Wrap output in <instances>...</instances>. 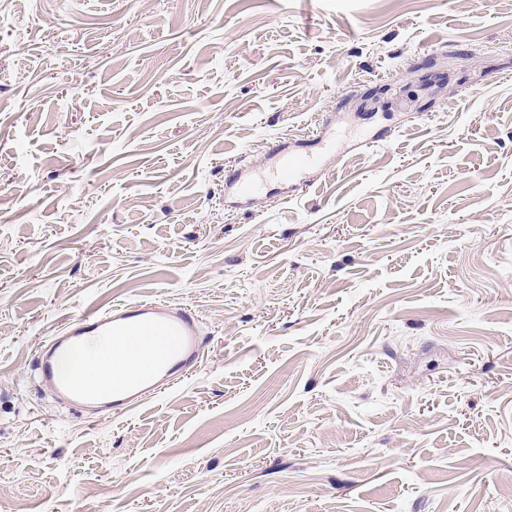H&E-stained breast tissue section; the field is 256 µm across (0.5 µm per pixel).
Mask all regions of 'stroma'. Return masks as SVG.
<instances>
[{
    "instance_id": "1",
    "label": "stroma",
    "mask_w": 512,
    "mask_h": 512,
    "mask_svg": "<svg viewBox=\"0 0 512 512\" xmlns=\"http://www.w3.org/2000/svg\"><path fill=\"white\" fill-rule=\"evenodd\" d=\"M331 114L311 186L225 209ZM1 184L0 512H512V0H0ZM144 297L196 372L38 394ZM202 320L186 303L141 299L88 307L66 320L34 358L32 370L57 402L92 418L130 413L201 363L206 347ZM134 336L151 341L141 349ZM107 339L101 375L67 373L61 361Z\"/></svg>"
}]
</instances>
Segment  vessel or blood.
<instances>
[{
    "instance_id": "obj_1",
    "label": "vessel or blood",
    "mask_w": 512,
    "mask_h": 512,
    "mask_svg": "<svg viewBox=\"0 0 512 512\" xmlns=\"http://www.w3.org/2000/svg\"><path fill=\"white\" fill-rule=\"evenodd\" d=\"M269 172L245 166L230 171L225 187L235 203L251 201L267 180L310 185L318 158L284 144L273 145ZM100 346L106 370L100 375L62 371L78 350ZM206 341L202 320L186 303L141 299L89 307L66 320L34 358L32 370L57 402L89 413L126 414L148 403L201 363Z\"/></svg>"
}]
</instances>
